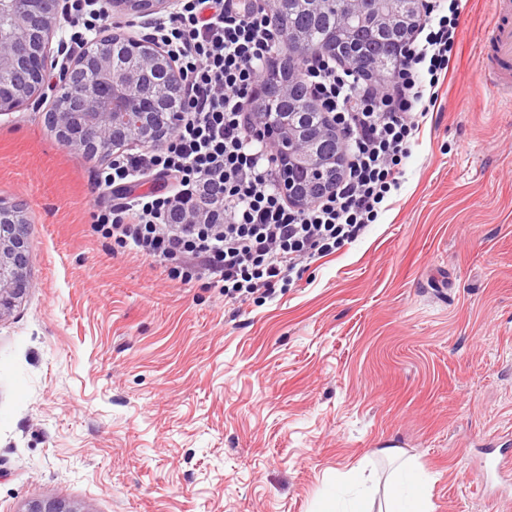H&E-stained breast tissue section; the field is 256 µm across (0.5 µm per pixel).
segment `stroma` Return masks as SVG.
Masks as SVG:
<instances>
[{
    "label": "stroma",
    "instance_id": "obj_1",
    "mask_svg": "<svg viewBox=\"0 0 512 512\" xmlns=\"http://www.w3.org/2000/svg\"><path fill=\"white\" fill-rule=\"evenodd\" d=\"M494 0H468L460 58L376 224L271 294L114 247L93 210L106 155L40 109L0 116V198L29 219L32 288L0 320V512H349L394 462L432 512H512V106L477 84ZM365 463V483L345 474Z\"/></svg>",
    "mask_w": 512,
    "mask_h": 512
}]
</instances>
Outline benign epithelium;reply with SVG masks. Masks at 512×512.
Instances as JSON below:
<instances>
[{
	"label": "benign epithelium",
	"mask_w": 512,
	"mask_h": 512,
	"mask_svg": "<svg viewBox=\"0 0 512 512\" xmlns=\"http://www.w3.org/2000/svg\"><path fill=\"white\" fill-rule=\"evenodd\" d=\"M373 3L372 23L380 28L399 26L410 34L420 0H399L393 9L390 0H341L344 22L331 30L318 48L309 47L296 30L282 33L283 55L295 60L307 55L336 54V44L356 39L351 20L361 18L367 2ZM61 0H0V10L8 12L12 27L0 35V114L14 112L38 101L45 83L55 90L70 92V106L48 111V122L66 146L107 149L135 126L146 143L169 136L177 127V113L169 114L166 126L154 133V76L164 74L172 84L178 73L164 48L153 38L136 39L114 34L95 38L76 55L53 48L51 40L67 12H59ZM114 7L136 14L173 13L179 0H111ZM123 39L136 46L134 61L117 69L112 63V41ZM92 72L97 83L72 92L81 75ZM267 88L258 84L251 106L257 123L266 131L274 152L281 160V189L288 200L305 205L324 194L336 181L343 160L335 130L317 121L310 130L302 122L304 112H275L273 103H255L266 98ZM30 254L27 219L19 207L0 200V318L10 313L32 288L27 275ZM25 512H80L79 507L55 498L35 500Z\"/></svg>",
	"instance_id": "1"
}]
</instances>
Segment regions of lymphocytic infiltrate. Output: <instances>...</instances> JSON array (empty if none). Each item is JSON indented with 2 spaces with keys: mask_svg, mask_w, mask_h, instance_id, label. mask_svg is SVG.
Instances as JSON below:
<instances>
[{
  "mask_svg": "<svg viewBox=\"0 0 512 512\" xmlns=\"http://www.w3.org/2000/svg\"><path fill=\"white\" fill-rule=\"evenodd\" d=\"M464 0H424L392 79L377 86L353 60L307 58L301 77L336 127L344 160L335 185L298 206L280 186V161L254 131L248 102L278 67L281 36L262 0H181L154 28L183 82L172 141L113 159L94 190L129 193L95 216L118 247L174 265L182 284L209 275L225 300L291 282L302 263L332 254L376 223L399 187L422 125L442 99L459 52ZM161 188L135 193L146 174ZM214 194L220 224H170L177 207Z\"/></svg>",
  "mask_w": 512,
  "mask_h": 512,
  "instance_id": "1",
  "label": "lymphocytic infiltrate"
}]
</instances>
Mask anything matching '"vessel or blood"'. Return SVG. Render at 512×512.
<instances>
[{
	"instance_id": "b4317fda",
	"label": "vessel or blood",
	"mask_w": 512,
	"mask_h": 512,
	"mask_svg": "<svg viewBox=\"0 0 512 512\" xmlns=\"http://www.w3.org/2000/svg\"><path fill=\"white\" fill-rule=\"evenodd\" d=\"M482 83L512 103V0H495V14L480 41Z\"/></svg>"
}]
</instances>
